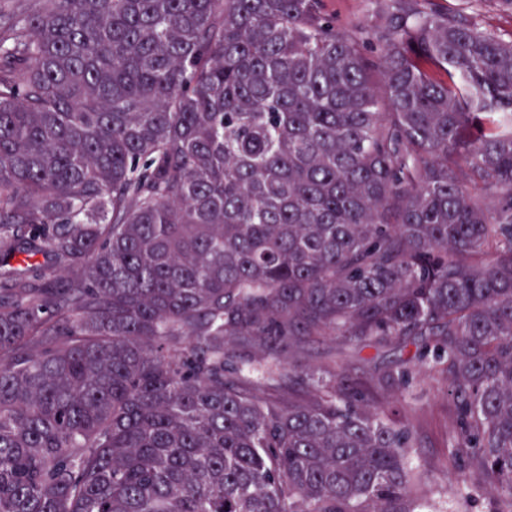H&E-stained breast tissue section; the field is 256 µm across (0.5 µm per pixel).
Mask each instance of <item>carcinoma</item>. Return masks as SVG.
I'll return each mask as SVG.
<instances>
[{
	"mask_svg": "<svg viewBox=\"0 0 512 512\" xmlns=\"http://www.w3.org/2000/svg\"><path fill=\"white\" fill-rule=\"evenodd\" d=\"M370 2L0 0V512H436L328 337L512 512V39ZM325 10L341 25L358 20L375 23L373 7L365 0H324ZM415 344L393 342L379 349L363 348V345L341 346L329 340L305 345L291 354L293 366L307 373H318L328 364L336 365L337 372L356 376L366 369L378 371L396 370L415 353ZM363 358L370 359L365 363ZM414 376L413 396L377 394L392 418L407 419L417 437L415 461L432 474L433 495L442 502L452 498L451 483L457 475L448 452V435L455 425L454 406L446 393L445 374L409 363Z\"/></svg>",
	"mask_w": 512,
	"mask_h": 512,
	"instance_id": "1",
	"label": "carcinoma"
}]
</instances>
